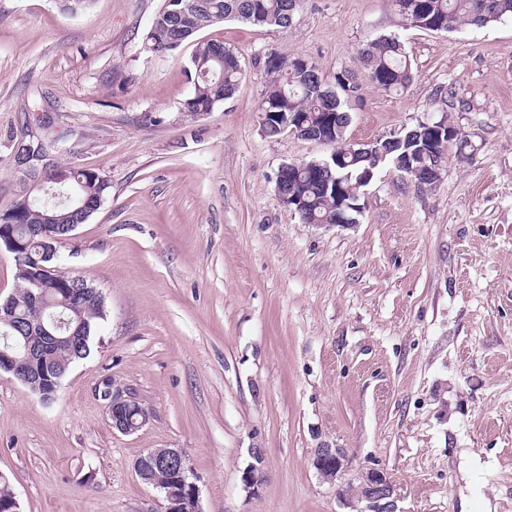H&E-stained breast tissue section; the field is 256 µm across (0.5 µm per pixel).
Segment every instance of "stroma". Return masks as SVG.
<instances>
[{
    "mask_svg": "<svg viewBox=\"0 0 512 512\" xmlns=\"http://www.w3.org/2000/svg\"><path fill=\"white\" fill-rule=\"evenodd\" d=\"M164 0H0V211L25 188L13 149L51 120L64 165L110 182L56 263L103 295L89 356L43 404L0 372V475L20 512H161L134 464L183 449L203 512H347L312 465L344 449L375 468L399 512H512V18L432 32L390 0H302L288 27L230 20L199 34L233 49L242 78L204 115L182 112L196 42L159 55L144 36ZM400 36L412 82L386 92L359 61ZM303 56L326 85L354 72L346 139L402 135L439 87L477 149L448 155L419 191L391 166L350 226L301 223L280 200L284 164L329 146L265 134L269 52ZM131 388L150 422L113 431L96 391ZM265 451L248 494L249 451ZM252 461L242 471L241 482L243 487L251 495H257L261 486V473L265 462L264 450L261 448L250 449Z\"/></svg>",
    "mask_w": 512,
    "mask_h": 512,
    "instance_id": "35a3bbf8",
    "label": "stroma"
}]
</instances>
